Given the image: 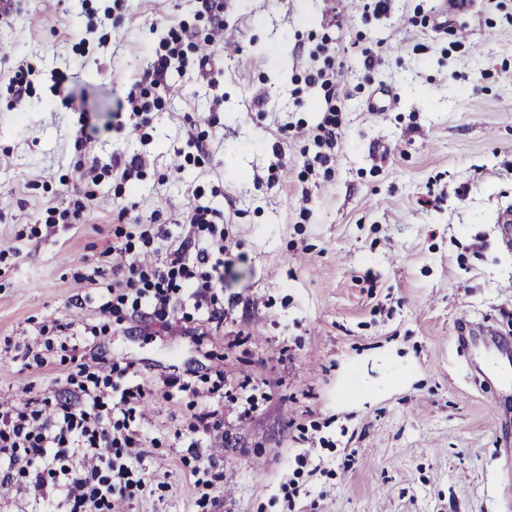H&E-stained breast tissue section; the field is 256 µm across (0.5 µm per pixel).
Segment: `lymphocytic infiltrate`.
Returning a JSON list of instances; mask_svg holds the SVG:
<instances>
[{
    "mask_svg": "<svg viewBox=\"0 0 512 512\" xmlns=\"http://www.w3.org/2000/svg\"><path fill=\"white\" fill-rule=\"evenodd\" d=\"M209 214L199 206L188 215L193 237L207 241L204 248L191 250L184 241L162 249L148 234L147 249L138 255L113 247V289L146 299L159 317L181 291L194 309H208L210 319H218L211 303L224 272L209 259L223 251L224 231ZM75 368L66 378L72 390L65 401L53 406L45 398L30 399L0 407V485L16 487L22 500L55 512H111L116 501L146 488L136 475L146 456L144 435L133 418L146 392L132 366L104 369L79 360Z\"/></svg>",
    "mask_w": 512,
    "mask_h": 512,
    "instance_id": "lymphocytic-infiltrate-1",
    "label": "lymphocytic infiltrate"
}]
</instances>
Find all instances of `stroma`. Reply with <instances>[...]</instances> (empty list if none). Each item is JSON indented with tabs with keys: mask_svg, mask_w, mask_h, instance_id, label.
Returning <instances> with one entry per match:
<instances>
[{
	"mask_svg": "<svg viewBox=\"0 0 512 512\" xmlns=\"http://www.w3.org/2000/svg\"><path fill=\"white\" fill-rule=\"evenodd\" d=\"M1 196L0 399H63L70 361L25 345L70 322L150 391L117 512H512L500 379L470 370L512 374V0H12ZM195 205L224 227L223 323L102 313L112 247L179 244ZM462 314L508 351L461 349ZM217 383L220 445L187 429Z\"/></svg>",
	"mask_w": 512,
	"mask_h": 512,
	"instance_id": "1",
	"label": "stroma"
}]
</instances>
